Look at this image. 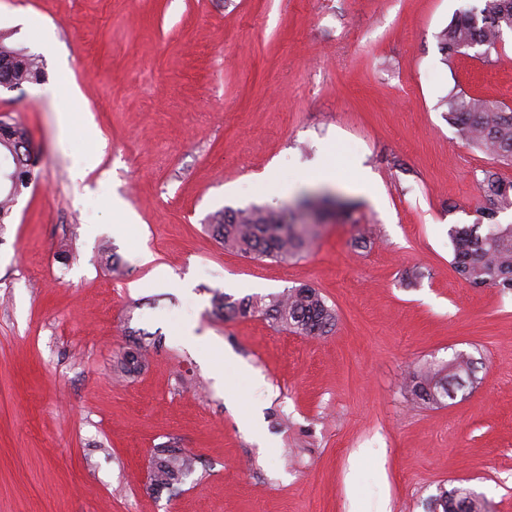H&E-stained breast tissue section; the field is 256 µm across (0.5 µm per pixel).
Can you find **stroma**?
Masks as SVG:
<instances>
[{"label":"stroma","mask_w":512,"mask_h":512,"mask_svg":"<svg viewBox=\"0 0 512 512\" xmlns=\"http://www.w3.org/2000/svg\"><path fill=\"white\" fill-rule=\"evenodd\" d=\"M479 3L0 0V36L44 72L0 92L39 154L0 229V512H426L456 486L512 512V290L466 282L449 237L480 222L492 161L443 100L512 107L511 30L441 49ZM64 111L92 123L63 126ZM324 161L336 181L314 180ZM323 193L352 210L285 263L206 228ZM299 284L334 309L329 333L215 304ZM138 341L144 367L117 379ZM460 351L476 383L412 401L409 376ZM157 448L197 457L173 491L146 481Z\"/></svg>","instance_id":"obj_1"}]
</instances>
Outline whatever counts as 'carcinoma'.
<instances>
[{"mask_svg":"<svg viewBox=\"0 0 512 512\" xmlns=\"http://www.w3.org/2000/svg\"><path fill=\"white\" fill-rule=\"evenodd\" d=\"M512 30V0H484L481 8L462 13L450 21L441 36L443 48L460 52L472 45H494L503 29ZM16 56L15 78L33 82L41 77L39 59L15 49L0 39V55ZM448 119L469 144L484 151L495 166L483 170L478 181L484 197L483 218L489 224H462L450 230L456 270L473 286H490L512 290V224L495 222L497 214L512 208V181H504L498 165H512V110L495 101L480 97L451 96L445 100ZM12 136L0 142V151L12 155L18 142L29 138L27 128L15 121ZM344 203L330 196L304 198L297 202L300 210H324L342 207ZM214 238L254 259L285 261L310 251L314 244L311 225L296 223L284 215L273 214L260 207L223 210L213 214L207 224ZM218 307L226 314L247 316L258 313L278 327L302 335L327 333L336 321L320 292L301 284L275 295L267 303L248 298L233 300L227 294L217 297ZM141 344L123 352L114 370L128 376L142 368ZM473 359L454 353L448 364L440 368L421 369L407 383L414 399L426 404H439L448 396L449 378L470 374ZM194 459L180 448H158L151 461L152 480L157 492L177 487L192 473ZM428 512H483L482 501L468 498L459 488L439 489L432 496Z\"/></svg>","mask_w":512,"mask_h":512,"instance_id":"cac0c4a2","label":"carcinoma"}]
</instances>
